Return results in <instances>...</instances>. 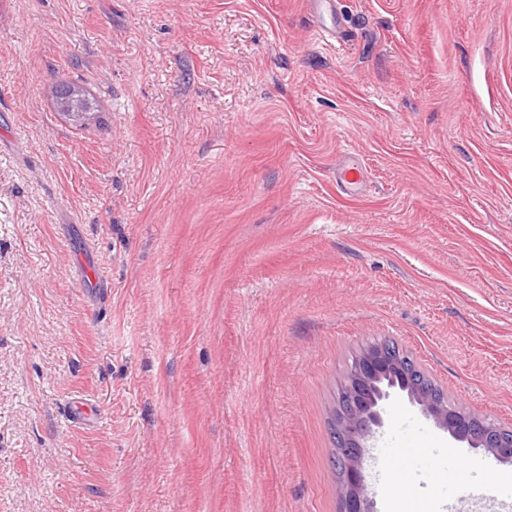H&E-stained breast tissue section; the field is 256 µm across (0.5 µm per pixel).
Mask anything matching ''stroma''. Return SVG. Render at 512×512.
Instances as JSON below:
<instances>
[{"label":"stroma","mask_w":512,"mask_h":512,"mask_svg":"<svg viewBox=\"0 0 512 512\" xmlns=\"http://www.w3.org/2000/svg\"><path fill=\"white\" fill-rule=\"evenodd\" d=\"M337 8L0 0V512H341L329 422L383 339L512 430V0ZM383 418L424 464L393 489L371 448L376 512H512V465L456 500L486 455ZM74 89H81L84 94L81 98L73 96ZM55 108L57 112L65 115L70 112H95L93 99L86 93V90L74 82H63L55 91ZM366 178L365 169L361 161L348 152L336 169V182L346 191H352L360 186Z\"/></svg>","instance_id":"35a3bbf8"}]
</instances>
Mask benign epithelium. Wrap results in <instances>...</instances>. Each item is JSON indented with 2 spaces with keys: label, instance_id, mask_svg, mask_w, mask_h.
I'll use <instances>...</instances> for the list:
<instances>
[{
  "label": "benign epithelium",
  "instance_id": "obj_1",
  "mask_svg": "<svg viewBox=\"0 0 512 512\" xmlns=\"http://www.w3.org/2000/svg\"><path fill=\"white\" fill-rule=\"evenodd\" d=\"M397 372L384 348L359 361L356 375L348 386L346 407L338 409L339 430L336 439V458L345 464L338 495L344 512H375L366 496L364 479V452L382 425V411L386 400L396 390L407 395L409 401L420 407L435 425L446 431L454 441L482 450L502 464H512V438L503 434L492 421L472 418L460 419L452 410H442L433 401L430 391L413 383L409 375L401 379L383 380L370 397L363 395V386L382 370Z\"/></svg>",
  "mask_w": 512,
  "mask_h": 512
}]
</instances>
